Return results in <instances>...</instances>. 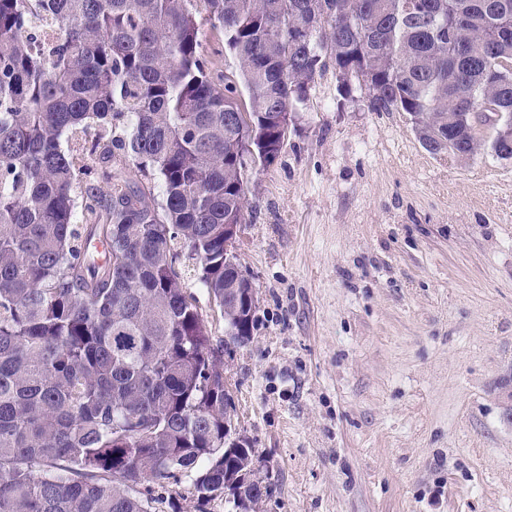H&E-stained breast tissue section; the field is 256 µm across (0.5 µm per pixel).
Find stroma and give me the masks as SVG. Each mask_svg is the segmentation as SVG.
<instances>
[{
    "label": "stroma",
    "mask_w": 512,
    "mask_h": 512,
    "mask_svg": "<svg viewBox=\"0 0 512 512\" xmlns=\"http://www.w3.org/2000/svg\"><path fill=\"white\" fill-rule=\"evenodd\" d=\"M245 218L262 512H512V160L430 154L329 71Z\"/></svg>",
    "instance_id": "stroma-1"
}]
</instances>
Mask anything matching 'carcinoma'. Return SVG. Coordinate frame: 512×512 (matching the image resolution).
I'll return each mask as SVG.
<instances>
[{
	"label": "carcinoma",
	"instance_id": "cac0c4a2",
	"mask_svg": "<svg viewBox=\"0 0 512 512\" xmlns=\"http://www.w3.org/2000/svg\"><path fill=\"white\" fill-rule=\"evenodd\" d=\"M203 10L230 77L201 52ZM330 67L430 153L512 158V0H0V512H181L158 489L202 463L198 512L249 468L260 508V457L224 441V351L257 305L224 259L251 162L235 114L279 153L263 120ZM120 154L161 197L107 171ZM192 260H188L185 256H182L176 263V266L183 273L187 274L189 291H191L197 298L200 312L211 331L214 340H224L226 334V327L224 325V319L221 317L220 312L215 307L210 295L205 288H200L196 276L194 275L192 268ZM189 267V268H188ZM185 270V271H184Z\"/></svg>",
	"mask_w": 512,
	"mask_h": 512
}]
</instances>
